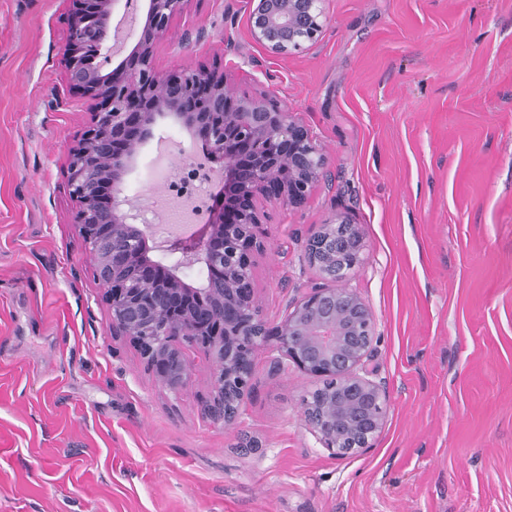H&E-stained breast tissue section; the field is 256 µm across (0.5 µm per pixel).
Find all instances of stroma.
Returning a JSON list of instances; mask_svg holds the SVG:
<instances>
[{
    "instance_id": "stroma-1",
    "label": "stroma",
    "mask_w": 512,
    "mask_h": 512,
    "mask_svg": "<svg viewBox=\"0 0 512 512\" xmlns=\"http://www.w3.org/2000/svg\"><path fill=\"white\" fill-rule=\"evenodd\" d=\"M324 7L319 44L273 57L248 35L249 0H189L155 64L227 73L323 149L308 200L266 208L254 300L276 326L332 285L307 253L323 224L361 230L342 285L376 319L382 432L356 456L324 447L303 415L323 381L272 342L237 422L213 423L195 346L172 392L112 334L66 185L91 107L60 64L66 5L0 0V512H512V0ZM193 150L161 121L126 178L158 244H192L208 221L170 232L157 159Z\"/></svg>"
}]
</instances>
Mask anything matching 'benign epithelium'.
Wrapping results in <instances>:
<instances>
[{"label": "benign epithelium", "instance_id": "1", "mask_svg": "<svg viewBox=\"0 0 512 512\" xmlns=\"http://www.w3.org/2000/svg\"><path fill=\"white\" fill-rule=\"evenodd\" d=\"M188 0H147L136 43L123 63L112 62V16L135 0H75L60 63L68 85L92 101L65 166L76 204L73 223L94 259L105 291L112 335L125 336L177 392L192 365L178 340L211 364L215 392L204 414L229 425L249 394L254 352L270 341L297 367L336 380L317 400H305V419L339 456L366 451L385 425V382L367 369L375 318L348 288H319L269 327L254 303L253 249L265 248L261 225L269 204L298 205L314 191L326 157L287 109L266 97L238 94L224 74L204 67L166 76L155 66L158 43ZM327 24L323 0H250L247 28L269 55L302 52ZM170 118L222 164L224 202L211 209L207 235L190 251L160 250L151 258L147 209L122 194V184L158 120ZM363 247L358 227L336 236V223L310 239L308 257L332 280L353 270ZM201 263L203 284L181 269Z\"/></svg>", "mask_w": 512, "mask_h": 512}]
</instances>
